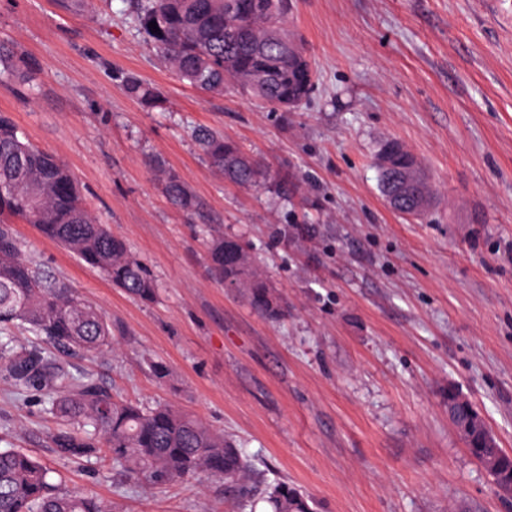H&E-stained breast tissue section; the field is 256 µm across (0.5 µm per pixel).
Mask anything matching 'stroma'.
I'll list each match as a JSON object with an SVG mask.
<instances>
[{
    "mask_svg": "<svg viewBox=\"0 0 512 512\" xmlns=\"http://www.w3.org/2000/svg\"><path fill=\"white\" fill-rule=\"evenodd\" d=\"M289 29L317 72L287 118L235 87L181 81L137 32L126 0H0V41L24 80L0 112L72 171L86 205L156 279L142 303L44 239L14 229L51 274L121 332L87 361L120 398L172 403L232 435L267 483L306 491L316 512H512L448 420V390L475 403L512 451V0H291ZM163 95L131 98L123 73ZM210 127L297 190L282 202L224 182L192 138ZM407 145L436 187L429 213L393 211L375 153ZM161 155L215 223L260 258L288 302L271 322L212 280L196 219L149 165ZM166 365L158 382L144 358ZM39 406L0 382V448H22L113 512H223L222 480L126 488L107 461L48 447Z\"/></svg>",
    "mask_w": 512,
    "mask_h": 512,
    "instance_id": "stroma-1",
    "label": "stroma"
}]
</instances>
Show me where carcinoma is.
<instances>
[{
    "label": "carcinoma",
    "instance_id": "carcinoma-1",
    "mask_svg": "<svg viewBox=\"0 0 512 512\" xmlns=\"http://www.w3.org/2000/svg\"><path fill=\"white\" fill-rule=\"evenodd\" d=\"M288 0H133L137 30L160 58L191 87L221 94L238 86L271 112L300 108L313 94L316 76L301 42L282 20ZM157 23L152 32L149 23ZM21 75L15 52L0 43V81ZM132 98L162 107V99L137 75L123 77ZM213 171L242 187H262L287 198L288 173L258 165L236 142L213 129L195 134ZM391 155L389 172L378 170L392 209L413 214L415 193L434 196L416 156L396 140L377 155ZM169 201L183 213L206 218L207 205L169 167L149 158ZM33 224L42 237L98 270L115 288L142 303L157 296L155 280L129 252L125 241L82 204L68 166L31 144L11 117L0 113V379L20 397H35L56 426L47 444L69 461L105 457L133 487L168 486L210 475L224 479L236 512L253 507L259 480L241 448L201 419L170 404L146 407L118 399L94 375L75 369L68 357H99L118 350L112 322L64 281L41 269L16 236L12 224ZM207 259L216 280L244 293L259 316L277 320L288 302L268 283L257 260L238 238L217 224H204ZM17 327L35 336L20 343L7 334ZM469 444L481 458L504 455L486 448L480 435ZM272 512H313L311 499L282 481L265 488ZM0 512H112V506L52 481L51 471L22 448H0Z\"/></svg>",
    "mask_w": 512,
    "mask_h": 512
}]
</instances>
